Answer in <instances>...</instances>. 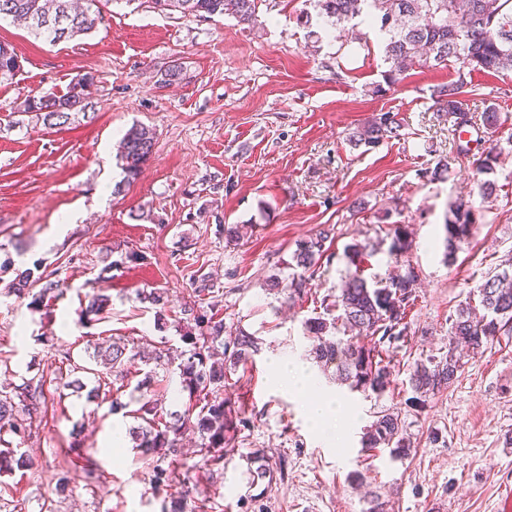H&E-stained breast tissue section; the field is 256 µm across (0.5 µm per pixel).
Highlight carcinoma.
<instances>
[{
    "mask_svg": "<svg viewBox=\"0 0 512 512\" xmlns=\"http://www.w3.org/2000/svg\"><path fill=\"white\" fill-rule=\"evenodd\" d=\"M113 0H0V18H9L24 26L35 36L50 44L85 35L104 24L106 7ZM150 7L162 13L177 12L183 17L228 15L238 23L255 28L261 24L258 15L260 0H146ZM322 21L324 30L342 31L348 27L365 28L378 33L384 41V61L389 64L383 74L387 85L401 82L406 74L427 64L439 67L458 66L456 80L434 89L439 118L451 131L462 133L470 125L463 106L468 86L464 69L500 73L512 70V0H304ZM309 10V11H311ZM303 10L304 14H309ZM14 49L0 42V81L11 79L21 68L16 63ZM96 76L87 73L69 83L60 94L32 97L24 102L22 112L29 113L46 127H62L75 115L88 116L95 112L90 91ZM183 80V68L173 65L160 72L157 85L164 88ZM483 126L491 132L505 123L495 105L483 112ZM401 123L392 111L373 115L367 122L347 133L346 140L355 147L375 148L400 136ZM156 143V131L145 125L132 127L120 140L124 161V182L115 185L113 193L122 192L123 184L135 180L151 158ZM500 153L495 144L483 150L475 163L479 196L488 201L496 195L497 185L488 178L498 164ZM472 201L462 197L449 206L444 224L446 255L454 256L472 234L475 218ZM331 230L297 245L292 255L293 272L287 279L271 280L270 287L287 292L288 300H298L310 291L308 285L316 267L326 252L325 243ZM412 249L407 225H393L389 256L402 258ZM348 264L355 270L348 273L339 293L325 305L324 315L304 321L307 335L313 338L312 351L323 367H336L338 384L352 391L381 394L388 385L390 364L399 342L409 335L408 313L418 300V274L411 265L403 272H390L369 283L358 266L368 255L367 245L353 243L344 250ZM139 259L127 252L118 260L103 259L95 280L107 283L112 271ZM17 296L31 297L30 306L43 311V318L53 314L52 301L63 295L64 282L50 274L34 273L27 268L18 272L11 283ZM219 292L213 280L203 276L192 282V296L181 308L186 323L181 335L185 347L170 352H158L157 365H169L179 360L177 369L190 404L182 412H168L155 400L142 401L130 397L138 405L132 411L140 424L129 430L135 447L148 458L167 449L152 468L156 487H168L175 478L178 460L173 458L186 430L198 433L204 448V466L209 472L224 462V444L230 440L234 426L230 399L224 397V366H234L248 360L259 351V342L239 332L224 341V319H215L214 304L207 296ZM479 306L471 301L459 305L449 316L448 352L428 363L411 367L409 385L413 392L410 403L418 406L427 395L450 387L461 369V356L456 346L468 351L484 352L502 334L512 333V258L487 273L477 287ZM136 298L156 309L158 329H163L164 296L157 291H139ZM111 297L106 289L92 295L81 311L84 326L104 319ZM126 345L108 338L95 345L90 361L99 367L97 385L88 390L86 400L93 402L105 393L111 399L112 411L123 410L121 401L109 382L118 372L128 374V363L134 356H125ZM44 377L22 378V383L9 391H0V473L27 470L33 459L21 450L30 435L31 413L45 402ZM361 448H387L390 458L401 460L409 447L399 415L382 410L362 431Z\"/></svg>",
    "mask_w": 512,
    "mask_h": 512,
    "instance_id": "carcinoma-1",
    "label": "carcinoma"
}]
</instances>
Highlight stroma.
I'll return each instance as SVG.
<instances>
[{
	"label": "stroma",
	"instance_id": "stroma-1",
	"mask_svg": "<svg viewBox=\"0 0 512 512\" xmlns=\"http://www.w3.org/2000/svg\"><path fill=\"white\" fill-rule=\"evenodd\" d=\"M302 7V0H262L263 24L251 29L228 16L183 18L113 0L105 25L55 45L0 21V41L22 63L0 83V383L48 378L47 406L25 443L34 465L0 474V512H40L45 503L52 512H163L173 500L185 512L203 502L207 512H365L369 492L393 512H501L512 494V335L467 357L455 382L423 407L406 404L411 367L447 352L449 315L512 253V144L499 133L493 178L500 191L476 205L473 236L447 260L448 208L473 191V161L490 139L473 130L469 154L459 155L438 120L432 92L456 80L455 69H417L371 95L387 68L379 36L313 42L319 25L300 20ZM175 63L183 80L158 87L156 73ZM87 72L97 77L93 119L48 128L21 113L26 99L62 92ZM466 79L473 121L491 103L512 114V71L474 70ZM384 111L399 114L400 137L371 150L348 143L349 129ZM136 123L155 128L156 145L137 179L115 195L123 177L118 143ZM440 161L446 178H423ZM219 222L241 225L238 243L216 234ZM392 224L411 232L419 298L389 387L367 396L337 385L313 360L303 322L322 315V299L340 288L346 245L373 248L360 265L366 279L396 270L387 252ZM328 226L334 239L308 296L288 305L267 279L287 277L298 243ZM132 250L140 261L123 265L107 285L110 318L82 327L103 258ZM36 263L68 283L46 324L9 287ZM202 275L224 290L218 307L227 331L255 336L260 350L224 377L242 425L224 448L222 473L203 469L201 440L189 433L175 483L159 490L132 444L116 455L107 448L113 431L128 432L134 419L106 402L58 396L51 376L66 352L88 364L101 337L151 345L164 338L182 348L180 310ZM142 289L167 297L165 332L137 300ZM286 365L303 372L305 385L283 382ZM326 398L336 401L332 434L307 417L308 404ZM387 408L398 411L410 444L398 461L361 450L363 427ZM246 455L262 456L266 479L237 481ZM62 476L68 483L60 492Z\"/></svg>",
	"mask_w": 512,
	"mask_h": 512
}]
</instances>
